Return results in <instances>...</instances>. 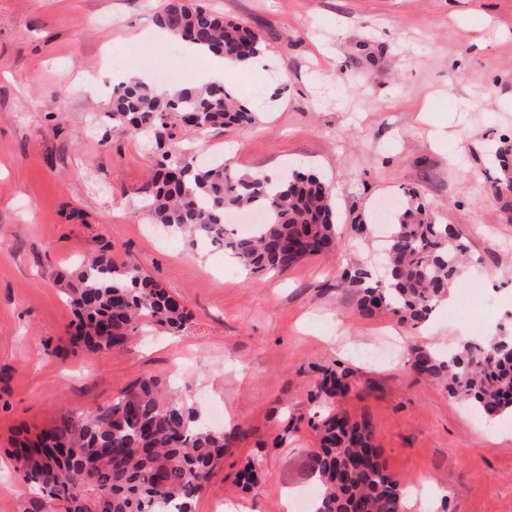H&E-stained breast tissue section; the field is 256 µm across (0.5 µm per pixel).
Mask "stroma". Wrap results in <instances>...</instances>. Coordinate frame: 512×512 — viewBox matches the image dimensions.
Segmentation results:
<instances>
[{"label": "stroma", "instance_id": "stroma-1", "mask_svg": "<svg viewBox=\"0 0 512 512\" xmlns=\"http://www.w3.org/2000/svg\"><path fill=\"white\" fill-rule=\"evenodd\" d=\"M206 2L258 30L267 51L259 70L225 81L259 119L192 135L195 155L274 179L317 172L340 244L255 278L151 223L144 187L160 151L113 128L108 63L138 46L141 70L201 85L202 71L171 58L177 42L153 37L164 0H0V512H18L29 491L8 453L16 428L109 403L144 375L173 381L203 420L223 408L225 427L242 431L194 512L223 501L285 512L283 488L311 485L305 461L320 446L310 428L285 427L319 410L308 394L337 363L355 371L338 406L371 419L403 486L441 490L433 512H512V428L404 365L414 344L445 351L461 329L512 325V190L498 191L494 159L512 150V0ZM407 191L469 254L449 302L418 327L361 316L354 289L336 283L352 266L381 276L384 225ZM107 243L192 311L179 333L142 327L108 350H72L67 281ZM471 290L493 308L465 324L451 312ZM255 457L261 480L245 492L235 474Z\"/></svg>", "mask_w": 512, "mask_h": 512}]
</instances>
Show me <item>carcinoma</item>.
Returning a JSON list of instances; mask_svg holds the SVG:
<instances>
[{
	"label": "carcinoma",
	"mask_w": 512,
	"mask_h": 512,
	"mask_svg": "<svg viewBox=\"0 0 512 512\" xmlns=\"http://www.w3.org/2000/svg\"><path fill=\"white\" fill-rule=\"evenodd\" d=\"M156 23L201 53L246 63L265 52L261 35L207 7L203 0H165ZM112 127L135 133L150 129L169 139L146 189L152 223L176 229L190 243L222 248L254 277L280 273L339 246L330 187L312 171H294L281 181L235 170L222 159L199 160L184 151L172 129L196 132L250 124L257 118L222 83L167 93L143 80L123 82L112 92ZM422 203L407 202L386 243V275L373 279L356 267L340 274L359 294L364 317L390 314L419 326L448 300L462 272L465 247L456 227L423 217ZM76 322L71 340L89 353L125 343L141 324L177 332L191 318L176 297L134 261L116 263L104 245L70 283ZM415 376L441 380L485 420H512V329L468 339L448 353L426 344L409 350ZM348 366L326 368L309 400L334 402L350 388ZM307 426L320 437L308 455L317 480L309 512H405L406 491L380 461L374 426L343 410L316 412ZM235 429H217L165 382L136 379L111 402L80 413L64 412L33 436L15 440L10 451L26 482L39 495L20 512H193V503ZM258 460L237 474L248 490L259 481Z\"/></svg>",
	"instance_id": "1"
}]
</instances>
